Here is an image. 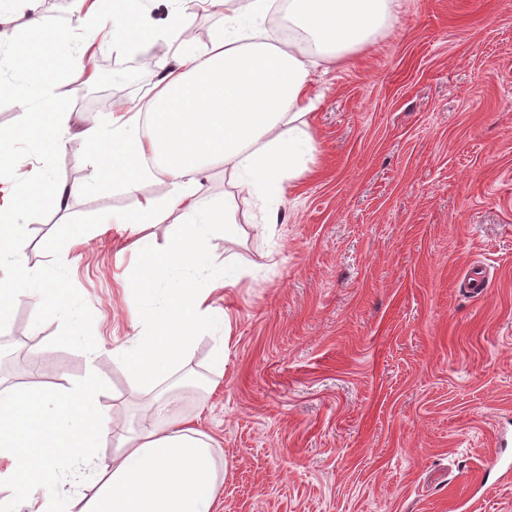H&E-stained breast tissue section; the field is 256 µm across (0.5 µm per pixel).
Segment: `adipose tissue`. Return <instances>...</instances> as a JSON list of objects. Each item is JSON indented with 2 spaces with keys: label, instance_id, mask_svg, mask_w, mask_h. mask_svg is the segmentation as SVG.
<instances>
[{
  "label": "adipose tissue",
  "instance_id": "ef3b65f1",
  "mask_svg": "<svg viewBox=\"0 0 512 512\" xmlns=\"http://www.w3.org/2000/svg\"><path fill=\"white\" fill-rule=\"evenodd\" d=\"M275 0H239L224 15L207 49L190 33L195 0H166L155 22V0H77L83 41L50 31L38 19L23 44L0 33V97L27 109L13 133H0V149L38 125L48 150L13 157L0 169V322L10 304L26 298L63 323L69 342L93 357L97 349L80 300L60 263L29 265L27 224L37 204L64 211L80 191L60 183L51 147L70 135L68 114L51 105L65 69L83 71L86 53L112 46L126 56L163 41L178 49L174 65L154 82L146 100L117 104L112 126L93 123L80 133L105 183L128 193L163 178L165 197H140L130 211L104 216L120 238L131 240L135 262L120 276L136 300L128 309L133 334L113 358L128 369V388L159 393L181 372L200 336H219L210 372L224 375L232 329L229 308L217 296L243 276L226 259L214 263L215 239H231L237 226L224 196L207 193L212 165H223L240 191L280 197L286 184L311 172L316 159L308 93L314 68L361 52L387 27L402 0H287L289 41H267L261 24ZM174 219L163 244L142 237L149 224ZM107 383L96 366L69 386L36 384L0 389V512H215L224 465L216 441L156 402L141 427L110 437L103 399ZM114 440L111 462L101 448ZM88 479L96 494L77 501L61 494L65 482Z\"/></svg>",
  "mask_w": 512,
  "mask_h": 512
}]
</instances>
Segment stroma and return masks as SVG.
Returning a JSON list of instances; mask_svg holds the SVG:
<instances>
[{
    "label": "stroma",
    "mask_w": 512,
    "mask_h": 512,
    "mask_svg": "<svg viewBox=\"0 0 512 512\" xmlns=\"http://www.w3.org/2000/svg\"><path fill=\"white\" fill-rule=\"evenodd\" d=\"M79 36L75 0H36L0 18L20 33L31 13ZM153 45L140 82L89 96L76 73L52 98L73 132L143 97L174 61ZM313 174L292 183L276 226L223 168L239 235L216 260L243 268L224 376L207 369L200 338L172 392L181 417L212 436L227 462L216 512H512V0H404L391 28L363 51L314 73ZM58 181L83 192L67 211L29 223L30 265L67 264L85 304L104 374L108 426L147 419L151 396L131 393L112 350L132 333V299L114 276L130 253L100 213L165 196L167 182L128 193L103 184L80 139L54 149ZM90 232L70 251L47 240ZM488 270L482 294L462 281ZM87 360L59 321L22 299L0 325V388H60Z\"/></svg>",
    "instance_id": "1"
}]
</instances>
